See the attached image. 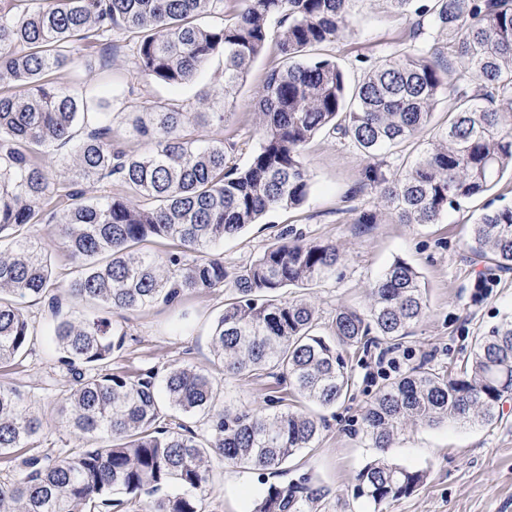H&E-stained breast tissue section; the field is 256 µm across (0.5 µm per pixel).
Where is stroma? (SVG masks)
I'll return each instance as SVG.
<instances>
[{
  "label": "stroma",
  "instance_id": "1",
  "mask_svg": "<svg viewBox=\"0 0 512 512\" xmlns=\"http://www.w3.org/2000/svg\"><path fill=\"white\" fill-rule=\"evenodd\" d=\"M357 10L352 32L321 48L352 79L368 64L410 45L411 22L388 0H359ZM135 42L132 34L117 32L111 50L89 48L52 73L51 79L86 101L89 111L111 114L115 145L142 151L148 143L129 136L127 113L144 112L160 103H194L200 85L218 82L223 64L213 59L199 84L173 89L138 70ZM277 62L274 49L264 51L235 96L223 128L199 127L196 136L220 135L238 148L253 146L257 133L252 91ZM304 157L313 181L307 202L298 209L270 213L262 223L226 239L219 249L225 266L232 270L249 264L290 228L305 239L336 245L342 255L335 273L309 294L321 334H329L337 308L366 310L372 284L397 259L422 274L429 307L399 345L380 340L354 355L351 395L322 410L324 425L316 447L302 450L274 474L215 462L206 512H251L269 484L286 486L304 476L325 491L318 512H364L355 496L358 476L381 457L426 471L427 479L410 495L382 504L379 512H512V399L504 405L502 420L490 425L410 427L383 451L370 447L362 436L365 411L384 383L422 362L435 368L462 362L470 354L474 331H490L512 318V271L498 272L484 297L475 296L482 268L473 263L467 241L485 201L462 203L435 224H401L376 189L364 181L367 161L353 144L321 134L309 143ZM365 211L376 213V223H358ZM230 296V290L222 288L187 294L174 306L115 311L112 320L123 326L126 336L109 368L134 374L173 364L190 366L223 385L228 403L263 406L275 391L276 379L252 382L225 374L209 344L211 324ZM24 314L34 339L22 365L0 367V382L16 385L31 411L48 417L42 448L71 449L66 427L53 417L71 383L57 367L47 342L52 311L47 302L29 299Z\"/></svg>",
  "mask_w": 512,
  "mask_h": 512
}]
</instances>
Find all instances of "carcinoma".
Masks as SVG:
<instances>
[{"instance_id": "obj_1", "label": "carcinoma", "mask_w": 512, "mask_h": 512, "mask_svg": "<svg viewBox=\"0 0 512 512\" xmlns=\"http://www.w3.org/2000/svg\"><path fill=\"white\" fill-rule=\"evenodd\" d=\"M242 2L228 19L224 0H0V80L26 86L19 96L0 94V365L21 361L32 342L21 302L54 288L49 248L23 233L41 221L78 265L71 296L106 312L172 304L231 282L234 296L210 332L214 355L226 374L274 377L288 387L263 407L231 409L220 406L212 378L194 368L172 365L161 377L152 369L135 377L110 372L103 364L126 333L53 301L56 362L72 379L62 413L75 451L37 450L47 421L17 388L0 383V461L25 451L22 477L0 481V512H112L125 505L116 494L147 497L145 512H205L212 458L265 472L312 447L322 419L295 409V400L336 404L353 384L348 355L374 339H402L424 316L422 276L396 260L372 286L368 311L338 308L326 338L313 303L283 294L330 275L341 260L336 246L283 233L233 271L211 254L268 213L308 200L304 149L318 134L340 135L369 160L364 178L401 224H435L512 173V0H389L403 16L418 17L412 35L426 27L432 41L391 53L352 82L335 58L315 50L353 26L358 0ZM115 28L139 33L138 68L172 88L223 58L222 84L201 90L196 107L129 113L130 133L150 143L143 153L113 147L110 122L44 80L85 48L111 43ZM270 45L282 61L254 92L259 138L240 163L235 145L197 139L193 130L224 129L230 98ZM443 96L452 107L436 127ZM410 143L420 147L415 158L386 175L375 159ZM72 173L116 181L123 193L77 203L67 190ZM150 240L174 241L180 250L162 263L142 249ZM467 246L495 269L512 270V206L483 208ZM511 395L512 319L476 333L458 370L422 363L385 384L362 434L385 449L409 425L493 423ZM168 409L188 421L166 422ZM199 414L205 427L197 431L190 420ZM426 478L379 458L359 475L355 496L377 512ZM321 499L322 488L305 479L271 484L252 512H316Z\"/></svg>"}]
</instances>
